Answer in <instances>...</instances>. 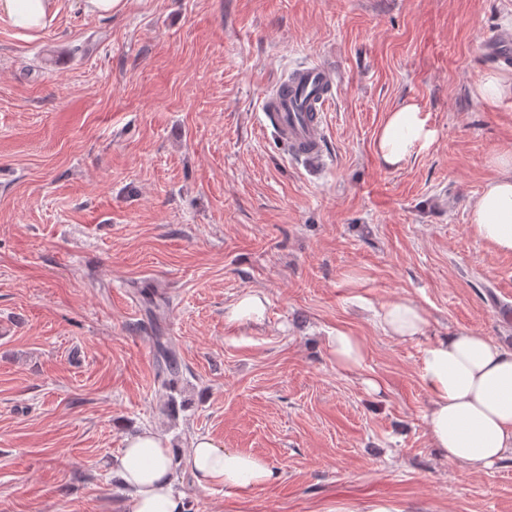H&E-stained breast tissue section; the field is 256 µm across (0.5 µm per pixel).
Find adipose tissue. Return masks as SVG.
Masks as SVG:
<instances>
[{"label": "adipose tissue", "mask_w": 512, "mask_h": 512, "mask_svg": "<svg viewBox=\"0 0 512 512\" xmlns=\"http://www.w3.org/2000/svg\"><path fill=\"white\" fill-rule=\"evenodd\" d=\"M58 10V0H0L24 31L36 32ZM419 105L389 112L376 139V153L391 169L402 167L435 140ZM498 170L469 202L472 231L497 251L512 253V154L494 156ZM376 317L382 331L401 342L423 336L426 311L412 298L396 297ZM421 381L428 394V438L441 458L481 472L512 456V347L470 330H455L423 350ZM187 462L199 486H224L243 496L277 482L281 474L262 458L197 438ZM173 450L159 434L144 430L126 440L117 470L127 492L125 512H187L183 492L172 482Z\"/></svg>", "instance_id": "adipose-tissue-1"}]
</instances>
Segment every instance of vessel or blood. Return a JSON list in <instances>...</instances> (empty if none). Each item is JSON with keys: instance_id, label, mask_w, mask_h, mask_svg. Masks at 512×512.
<instances>
[{"instance_id": "1", "label": "vessel or blood", "mask_w": 512, "mask_h": 512, "mask_svg": "<svg viewBox=\"0 0 512 512\" xmlns=\"http://www.w3.org/2000/svg\"><path fill=\"white\" fill-rule=\"evenodd\" d=\"M297 79L287 95L272 94L263 106L261 123L274 127L284 145L310 165L324 162L326 130L323 112L333 96L336 80L331 70L319 63L296 71Z\"/></svg>"}]
</instances>
